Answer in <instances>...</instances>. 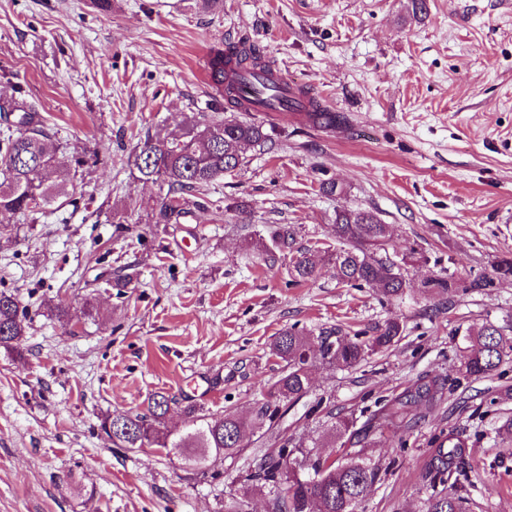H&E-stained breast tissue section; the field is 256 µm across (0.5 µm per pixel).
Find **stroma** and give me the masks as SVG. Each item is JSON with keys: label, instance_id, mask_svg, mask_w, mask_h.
<instances>
[{"label": "stroma", "instance_id": "obj_1", "mask_svg": "<svg viewBox=\"0 0 512 512\" xmlns=\"http://www.w3.org/2000/svg\"><path fill=\"white\" fill-rule=\"evenodd\" d=\"M0 0V93L21 94L55 134L68 193L36 219L0 221V289L28 312L24 356L0 349V512H213L257 446L225 459L220 482L188 479L180 458L113 447L111 412L177 399L251 414L283 369L269 344L292 324L363 329L396 317L405 331L354 369L314 364L309 395L281 425L290 441L321 436L327 411L364 424L416 384L445 382L424 417L407 415L364 452L388 471L364 512H424L425 468L442 434L465 453L448 478L469 512H512V451L492 430L512 414V363L490 378L459 375L463 333L512 325V0ZM259 47L288 80L344 114L340 131L295 115L264 123L268 145L203 190L178 224L148 216L165 186L134 166L146 136L181 134L216 97L206 76L216 44ZM343 184L342 198L319 184ZM247 212H234L238 202ZM377 211L408 257L411 291L380 302L326 267L290 284L287 261L256 263L269 226L297 245L334 243L338 206ZM494 277L454 297L424 280ZM91 300L96 320L65 328L47 301Z\"/></svg>", "mask_w": 512, "mask_h": 512}]
</instances>
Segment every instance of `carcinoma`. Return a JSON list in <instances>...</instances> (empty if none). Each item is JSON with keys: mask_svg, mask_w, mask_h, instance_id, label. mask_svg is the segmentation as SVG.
<instances>
[{"mask_svg": "<svg viewBox=\"0 0 512 512\" xmlns=\"http://www.w3.org/2000/svg\"><path fill=\"white\" fill-rule=\"evenodd\" d=\"M266 70L260 51L254 46L224 47L209 50V78L227 103L246 110L237 95L241 72ZM309 108L298 113L314 127L329 130L342 126L346 117L338 112H323L308 99ZM15 117L0 135V215H29L51 205L64 193L58 180L61 163L52 135L38 118L36 110L17 98L0 99V115ZM269 140L264 125L221 112H198L191 117L185 131L172 137H147L135 168L139 179L161 182L167 186L164 197L152 208L153 224H178L192 213L205 208V202L193 199L200 190L239 168L246 150ZM336 245L317 251L294 247L293 232L277 227L254 242L259 263L274 266L288 256L290 282L312 281L327 262L336 269L338 280L349 288H374L381 301L403 298L410 282L403 267L404 259L388 256L389 225L378 213L362 208L341 207L334 218ZM494 279L479 278L468 284L452 276H438L423 283L424 291L438 295L490 288ZM50 315L69 324L74 320H95L94 305L86 301L81 307L60 301L47 305ZM404 331L397 318L354 332L331 329L318 334L296 325L281 330L270 345L271 354L284 363L278 379L271 383L267 397L257 403L248 419L212 413L203 406L188 402L183 412L189 424L180 429L168 426L169 404L164 394L149 398L147 409L138 413H107L100 429L117 448H160L180 455L194 475L217 480L218 470H209L208 462L233 457L256 435L262 439L273 433L288 405L303 398L310 389L309 368L317 360L333 368L354 369L369 355L388 349L398 342ZM27 333V313L17 297L0 290V348L22 354ZM466 346L462 350L460 372L467 377L488 378L512 358V337L506 329L491 321L465 331ZM437 381L418 385L401 396L392 414L410 406L433 403L442 393ZM374 429L366 424L354 428V420L333 411L324 423V436L342 449V460L336 462L314 451L316 443L304 438L293 444L283 442L274 450L259 449L243 467L239 481L254 493L266 492L269 512H363V505L374 486L381 480L382 466L360 450H350L359 436ZM495 439L512 450V416L493 428ZM465 443L448 437L435 449L427 464L429 495L425 512H466V501L456 490L448 488V476L462 458ZM215 512H250L249 498L232 496L219 503Z\"/></svg>", "mask_w": 512, "mask_h": 512, "instance_id": "1", "label": "carcinoma"}]
</instances>
